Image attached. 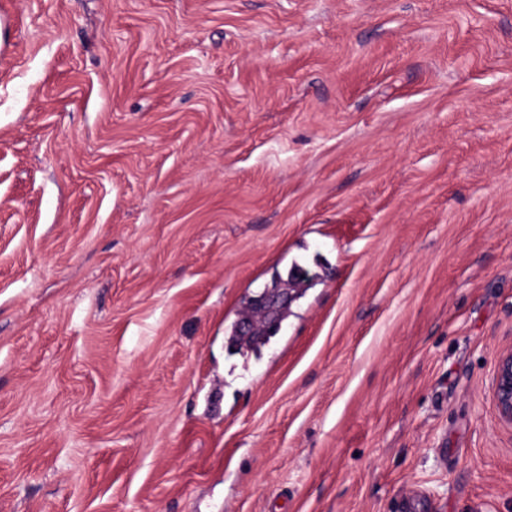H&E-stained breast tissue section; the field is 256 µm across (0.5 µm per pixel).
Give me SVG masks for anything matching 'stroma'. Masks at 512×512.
<instances>
[{
    "instance_id": "1",
    "label": "stroma",
    "mask_w": 512,
    "mask_h": 512,
    "mask_svg": "<svg viewBox=\"0 0 512 512\" xmlns=\"http://www.w3.org/2000/svg\"><path fill=\"white\" fill-rule=\"evenodd\" d=\"M511 347L512 0H0V512H512ZM301 293L292 281L275 278L262 292L247 299L244 307L247 316L237 320L234 334L247 340L256 338L260 342L277 334ZM493 386L499 414L504 421L512 424V347L500 355Z\"/></svg>"
}]
</instances>
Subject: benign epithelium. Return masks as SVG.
<instances>
[{"instance_id": "7a95c632", "label": "benign epithelium", "mask_w": 512, "mask_h": 512, "mask_svg": "<svg viewBox=\"0 0 512 512\" xmlns=\"http://www.w3.org/2000/svg\"><path fill=\"white\" fill-rule=\"evenodd\" d=\"M301 293L302 290L294 287L292 281L275 278L262 292L247 299V316L237 320L234 334L246 339L256 338L260 342L277 334ZM493 386L499 414L512 424V348L500 355Z\"/></svg>"}]
</instances>
